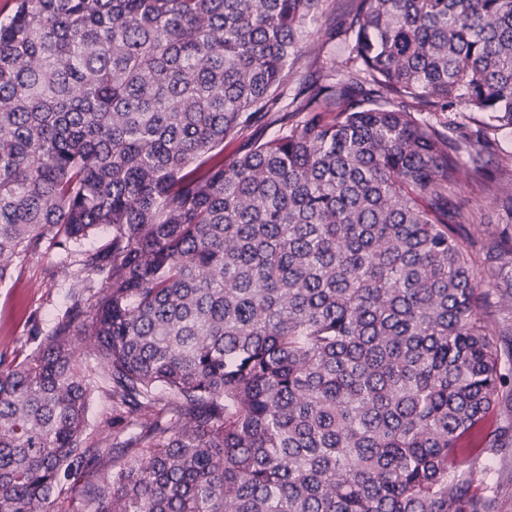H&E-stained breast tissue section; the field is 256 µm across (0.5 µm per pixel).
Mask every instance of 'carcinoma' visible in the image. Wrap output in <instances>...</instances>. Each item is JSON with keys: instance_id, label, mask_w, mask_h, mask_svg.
<instances>
[{"instance_id": "cac0c4a2", "label": "carcinoma", "mask_w": 512, "mask_h": 512, "mask_svg": "<svg viewBox=\"0 0 512 512\" xmlns=\"http://www.w3.org/2000/svg\"><path fill=\"white\" fill-rule=\"evenodd\" d=\"M320 2L0 20V282L77 256L63 315L0 357V512H493L474 473L512 440V177L451 113L512 129V0H349L344 78L224 158ZM457 195L460 199L467 202L471 209L485 215L484 221L481 224L478 222L470 227V232L473 236H483L496 227L498 218L496 216L492 200L488 198L486 194L481 193L475 186H473L469 182L467 176L462 178L457 189Z\"/></svg>"}]
</instances>
